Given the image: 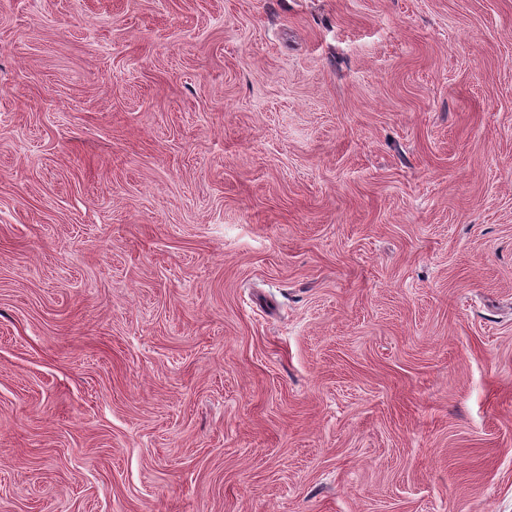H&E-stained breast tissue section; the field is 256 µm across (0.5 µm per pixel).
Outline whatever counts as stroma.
I'll list each match as a JSON object with an SVG mask.
<instances>
[{"mask_svg":"<svg viewBox=\"0 0 512 512\" xmlns=\"http://www.w3.org/2000/svg\"><path fill=\"white\" fill-rule=\"evenodd\" d=\"M0 512H512V0H0Z\"/></svg>","mask_w":512,"mask_h":512,"instance_id":"1","label":"stroma"}]
</instances>
